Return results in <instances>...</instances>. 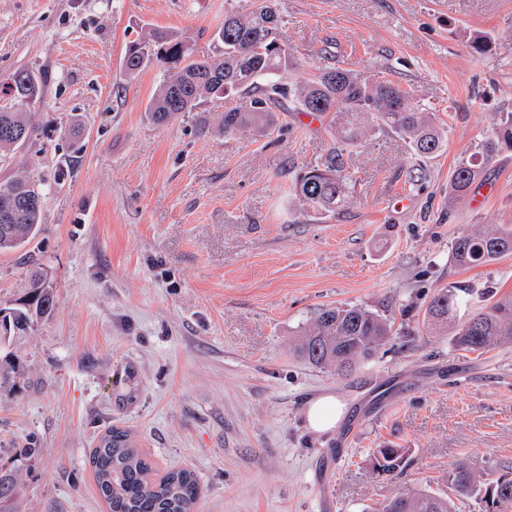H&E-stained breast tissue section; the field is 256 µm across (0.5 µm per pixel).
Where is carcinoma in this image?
Wrapping results in <instances>:
<instances>
[{"label":"carcinoma","mask_w":512,"mask_h":512,"mask_svg":"<svg viewBox=\"0 0 512 512\" xmlns=\"http://www.w3.org/2000/svg\"><path fill=\"white\" fill-rule=\"evenodd\" d=\"M270 0H251L249 9L224 12V25L214 31V55L199 59L181 36L154 30L131 43L125 55V72L135 76L159 62L163 79L150 99L147 112L154 123L165 126L182 112H195L208 99L236 95L242 105L224 112V135L242 132L267 136L276 127L273 109L296 110L318 116L331 115L336 142L326 157L296 172L290 190L299 203L329 217L347 203L355 187L346 172L343 155L377 134L404 138L419 159L439 153L443 135L432 114L415 106L409 91L385 77H365L351 70L320 68L302 82H291L284 72L293 54L277 35V27L264 25ZM43 76L18 69L0 80V161L26 147L37 135V110L19 109L16 102L44 100ZM503 150H512V112L501 118L481 150L462 160L448 181V205L467 195L479 179L483 165ZM41 176L19 177L0 183V252L25 246L37 233L46 189ZM512 254V227L465 231L451 247L455 266L489 265ZM474 289L453 283L441 288L428 304L427 315L448 320L471 305ZM478 297L487 304L465 317L455 333L456 345L468 351H488L512 344V295L495 297L486 289ZM52 289L36 275L21 307L10 313L12 326L22 331L34 315L51 308ZM389 321L362 306L326 307L318 311L302 332L299 352L311 364L348 373L368 360L391 336ZM100 496L109 512H193L199 481L189 469L155 474L151 462L135 448L130 435L111 429L90 455ZM372 471L388 475L403 472L407 449L383 445L373 450ZM22 484L13 471L0 469V507L18 500ZM474 500L486 512H512V465L490 473L474 472L466 460L458 461L434 489L421 486L398 492L382 512H461Z\"/></svg>","instance_id":"cac0c4a2"}]
</instances>
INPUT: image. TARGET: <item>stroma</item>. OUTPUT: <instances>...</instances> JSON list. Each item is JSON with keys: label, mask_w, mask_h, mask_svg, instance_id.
I'll return each mask as SVG.
<instances>
[{"label": "stroma", "mask_w": 512, "mask_h": 512, "mask_svg": "<svg viewBox=\"0 0 512 512\" xmlns=\"http://www.w3.org/2000/svg\"><path fill=\"white\" fill-rule=\"evenodd\" d=\"M245 0H0V75L47 81L40 126L84 128L72 153L39 139L0 163V181L64 171L39 232L0 253V309L33 272L52 284L50 314L0 345L18 373L0 386V466L19 471L17 512H108L90 451L129 430L158 473L194 470V512H362L444 476L512 462V346H456L454 323L424 322L455 282L512 294V255L461 269L468 228L512 225V150L485 164L469 196L448 179L512 112V0H275L300 82L317 66L386 77L431 112L440 154L418 163L383 135L346 152L355 191L324 219L290 191L332 144L327 120L276 115L269 137L226 136L230 101L155 124L151 66L124 74L128 45L169 30L197 57L228 6ZM487 48L474 52L473 37ZM361 305L390 319L391 340L350 374L294 350L314 312ZM335 396L332 429L309 428L312 401ZM409 449L402 475H377L372 449ZM35 448L18 461L14 449Z\"/></svg>", "instance_id": "1"}]
</instances>
